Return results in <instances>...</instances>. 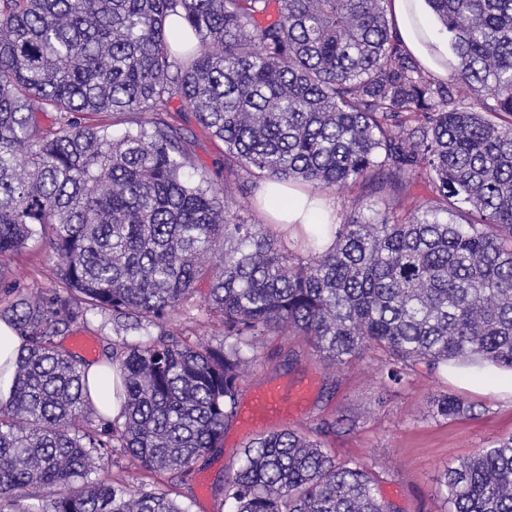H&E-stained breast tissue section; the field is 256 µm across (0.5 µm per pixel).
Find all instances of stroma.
I'll return each mask as SVG.
<instances>
[{"label": "stroma", "mask_w": 512, "mask_h": 512, "mask_svg": "<svg viewBox=\"0 0 512 512\" xmlns=\"http://www.w3.org/2000/svg\"><path fill=\"white\" fill-rule=\"evenodd\" d=\"M397 187L384 193L368 188H352L335 194L336 213L345 216L357 209L365 219L374 220L393 203ZM10 270L21 289L49 286L53 262L45 244L37 238L9 260ZM164 324L139 330L115 331L109 315L91 313L76 333L91 339L109 336L116 341L136 343L164 331ZM279 342L267 339L258 346V359L245 378L243 395L258 387L277 383L287 402L296 392H304L303 406L287 421H270L250 428L232 425L224 433V446L201 460L187 479L169 472L149 475L147 482L170 490L189 512H229L220 487L225 477L238 467L240 451L257 435L284 428L314 433L325 419L347 416L356 421L355 429L339 437L322 435L324 445L341 459H358L372 465L378 474L379 498L393 503L399 512H446L438 493L436 478L459 459L478 454L492 441L512 436V398L497 394H475L447 378L421 372L411 377L398 392H385L377 363L368 359L337 371L339 386L334 394L323 391V369L314 350L297 337L288 347L297 354L296 362L276 356ZM452 393L475 406L473 415L445 419L432 415L431 405L439 394Z\"/></svg>", "instance_id": "1"}]
</instances>
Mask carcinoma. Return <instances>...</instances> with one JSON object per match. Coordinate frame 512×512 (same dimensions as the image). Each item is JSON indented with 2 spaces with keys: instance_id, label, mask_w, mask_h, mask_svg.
<instances>
[{
  "instance_id": "obj_1",
  "label": "carcinoma",
  "mask_w": 512,
  "mask_h": 512,
  "mask_svg": "<svg viewBox=\"0 0 512 512\" xmlns=\"http://www.w3.org/2000/svg\"><path fill=\"white\" fill-rule=\"evenodd\" d=\"M429 2L457 57L445 80L385 0H0V319L22 342L0 512H189L106 461L121 448L141 476L190 475L223 447L269 336L304 338L332 370L377 352L387 392L421 368H512V0ZM175 101L224 143V179L198 171ZM129 113L142 120L112 138ZM265 180L312 199L397 184L411 203L292 238L253 218ZM35 236L54 281L29 294L4 260ZM198 296L224 341L106 343L120 412L97 411L61 339L94 311L141 329ZM433 408L472 412L448 392ZM439 484L448 512H512V437ZM376 486L368 464L283 429L250 441L221 490L232 512H399Z\"/></svg>"
}]
</instances>
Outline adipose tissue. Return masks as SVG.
Returning a JSON list of instances; mask_svg holds the SVG:
<instances>
[{
    "mask_svg": "<svg viewBox=\"0 0 512 512\" xmlns=\"http://www.w3.org/2000/svg\"><path fill=\"white\" fill-rule=\"evenodd\" d=\"M385 8L406 50L439 77H447L446 62L451 52L448 32L437 21L427 0H386ZM260 199L271 220L288 225L292 233L313 224L335 220L334 203L322 196L309 199L306 192L276 181L264 183ZM449 380L477 394L492 391L512 395V370L452 368Z\"/></svg>",
    "mask_w": 512,
    "mask_h": 512,
    "instance_id": "1",
    "label": "adipose tissue"
}]
</instances>
